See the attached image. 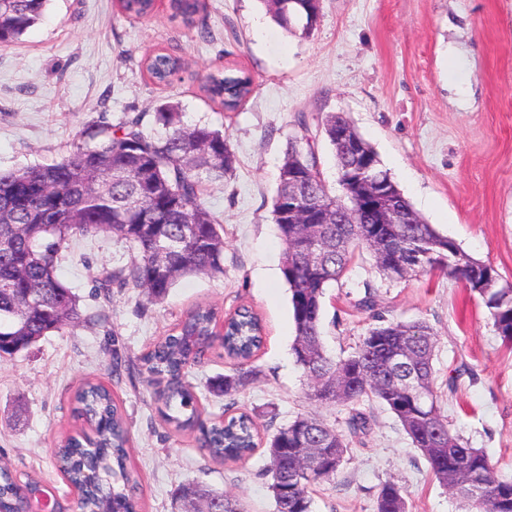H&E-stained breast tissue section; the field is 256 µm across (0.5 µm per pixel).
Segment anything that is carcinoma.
Listing matches in <instances>:
<instances>
[{"mask_svg": "<svg viewBox=\"0 0 512 512\" xmlns=\"http://www.w3.org/2000/svg\"><path fill=\"white\" fill-rule=\"evenodd\" d=\"M50 0H0V46L16 43L42 19ZM275 21L290 33L309 36L320 12L312 0H263ZM155 0H117L120 12L146 18ZM186 25L202 8L201 0H170ZM181 70L178 57L157 53L146 71L165 83ZM253 90L242 69L210 75L203 91L226 112L237 111ZM178 106L165 104L155 113L164 133L151 135L133 118L115 127L88 132L94 146H79L58 162L25 169L0 170V358L14 357L41 338L82 321L79 299L57 275L58 253L71 237L115 234L133 244L137 258L108 273L105 283L144 289L162 301L188 275L224 273V228L201 201L206 182L233 172L237 157L229 137L207 124H182ZM333 146L344 198L332 196L319 169L314 148L290 145L280 167L272 221L284 246L282 274L290 294L295 339L291 353L309 384V399L320 405H356L375 399L398 419L414 447L427 460L435 479L469 506V512H512V478L497 474L486 452L454 434L441 411L434 387L433 356L437 336L424 321L384 322L375 291L364 285L356 306L380 325L370 329L355 352L333 358L322 340L323 298L345 275L355 253L366 250L377 269L390 279L439 271L479 294L503 344L512 349V288L489 262L474 259L461 268L462 249L431 224H365L356 215L357 189L348 174L357 159ZM307 176L309 204L327 216L325 224H296L286 215L288 171ZM314 233L330 244L318 262L308 260L299 240ZM233 362L235 375L216 389L233 398L253 376L252 362L263 343L260 316L241 306L220 318L216 309L190 310L176 333L156 343L141 358L152 381L164 384L160 413L177 432L196 435L199 447L219 462H237L257 447V425L241 413L207 423L196 395L184 383L185 371L201 362L215 341ZM407 350L406 366L394 355ZM74 413L94 426L84 444L65 440L54 459L67 481L79 491L77 512H139L138 480L128 471V436L120 408L102 385L85 382L75 392ZM370 416L355 411L338 430L316 413L296 417L268 442L275 512H311L310 490L333 478L351 441L369 431ZM317 449L318 467L304 465L307 449ZM29 483V495L18 493L9 469L0 467V512H28L40 493ZM173 498L180 512H246L236 495L203 482L179 485ZM375 512H406L402 489L386 483Z\"/></svg>", "mask_w": 512, "mask_h": 512, "instance_id": "obj_1", "label": "carcinoma"}]
</instances>
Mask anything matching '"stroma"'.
<instances>
[{"label": "stroma", "instance_id": "1", "mask_svg": "<svg viewBox=\"0 0 512 512\" xmlns=\"http://www.w3.org/2000/svg\"><path fill=\"white\" fill-rule=\"evenodd\" d=\"M159 50L184 62L166 85L154 84L144 65ZM227 66L254 78L235 112L201 89ZM169 102L184 125L226 131L237 157L233 174L202 196L224 226V273L185 277L155 304L143 289L100 285L103 272L135 258L126 240L100 234L66 244L57 274L79 297L84 319L0 361V466L19 482L38 481L73 512L77 493L52 450L78 429L71 396L93 379L124 412L139 512H173V490L191 480L244 498L251 512H274L265 448L248 461L220 463L193 436L171 432L139 358L195 305L225 313L251 306L265 340L238 408L255 415L266 439L311 411L345 429L350 407L308 399L291 355L295 328L271 215L301 116L332 193L340 188L323 122L342 112L419 216L512 281V0H322L307 37L284 31L261 0H205L190 28L173 17L169 0H156L147 19L121 15L114 0H51L18 43L0 48V169L52 163L86 143V129L136 116L147 133H159L154 114ZM368 285L386 319L433 327L435 385L452 431L512 477V351L482 299L436 273L385 278L361 254L324 298L323 342L335 358L354 352L371 325L356 307ZM231 372L217 348L190 369L187 381L207 416L221 415L224 400L212 388ZM359 409L371 428L353 440L335 477L312 488V512H374L388 482L403 488L408 512H463L393 413L374 400Z\"/></svg>", "mask_w": 512, "mask_h": 512}]
</instances>
